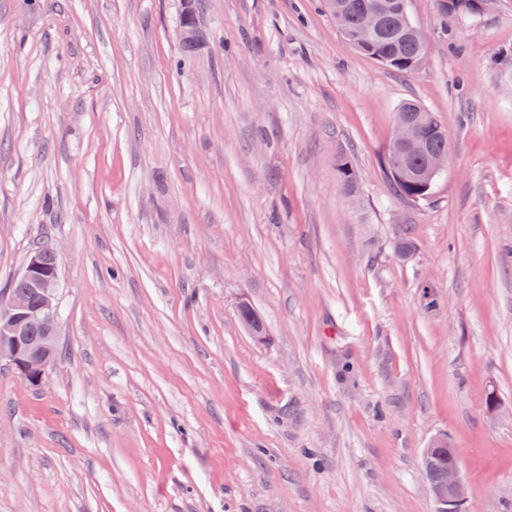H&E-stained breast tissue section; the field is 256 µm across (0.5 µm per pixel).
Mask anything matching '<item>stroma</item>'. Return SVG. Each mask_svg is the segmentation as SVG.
Returning a JSON list of instances; mask_svg holds the SVG:
<instances>
[{
    "mask_svg": "<svg viewBox=\"0 0 512 512\" xmlns=\"http://www.w3.org/2000/svg\"><path fill=\"white\" fill-rule=\"evenodd\" d=\"M408 8L399 74L324 0H205L191 50L183 0H0V294L59 257L54 364L0 362V512H434L439 433L462 512H512V0ZM408 99L448 135L420 202ZM397 112L402 113L396 119L394 131L387 147V163L390 164L395 177L398 178L400 175L412 177L422 185L423 191H428L435 177L448 166V136L444 130L443 134L434 132L428 136L421 150L407 156L408 167L417 170L408 172L404 168V157L409 151L419 149L425 135L424 126L419 118L423 120L424 125L433 129L438 126L442 128V126L431 112L411 100L403 102ZM412 112H416L419 118ZM439 152L444 154L430 155ZM428 155L430 156L424 166ZM386 171L396 195L410 201L425 199L413 180L399 181L388 172L387 168ZM448 446L445 448L444 446ZM445 451L448 466L432 479L427 480L429 492L436 505L435 512H462L460 506L466 498L467 488L460 475L458 452L444 435L435 436L424 451L423 458L428 464Z\"/></svg>",
    "mask_w": 512,
    "mask_h": 512,
    "instance_id": "35a3bbf8",
    "label": "stroma"
}]
</instances>
